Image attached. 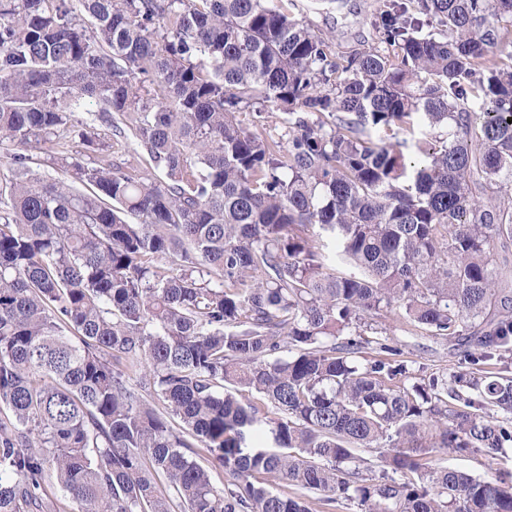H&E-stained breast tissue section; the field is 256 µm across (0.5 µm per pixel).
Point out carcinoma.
<instances>
[{"mask_svg": "<svg viewBox=\"0 0 512 512\" xmlns=\"http://www.w3.org/2000/svg\"><path fill=\"white\" fill-rule=\"evenodd\" d=\"M80 3L0 0V512H512L430 460L512 444L486 411L512 377L366 338L393 313L476 365L512 342V64H486L512 0H382L385 48L340 58L266 0ZM87 99L163 177L32 171Z\"/></svg>", "mask_w": 512, "mask_h": 512, "instance_id": "cac0c4a2", "label": "carcinoma"}]
</instances>
